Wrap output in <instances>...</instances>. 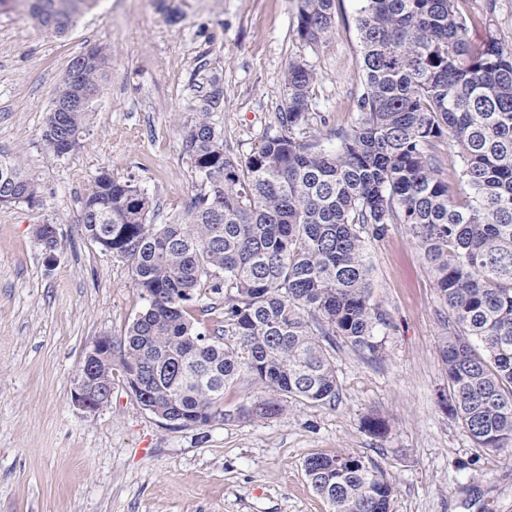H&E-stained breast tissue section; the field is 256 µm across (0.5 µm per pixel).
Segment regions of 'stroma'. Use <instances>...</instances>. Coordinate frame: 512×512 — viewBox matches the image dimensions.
<instances>
[{"label": "stroma", "instance_id": "35a3bbf8", "mask_svg": "<svg viewBox=\"0 0 512 512\" xmlns=\"http://www.w3.org/2000/svg\"><path fill=\"white\" fill-rule=\"evenodd\" d=\"M297 0H100L67 36L0 13V151L37 177L40 202L0 209V512H329L304 470L313 454L350 453L394 488L391 512H512V448L475 447L440 402L448 391L438 341L448 311L403 227L366 242L372 301L391 327L376 357L336 350L335 405L289 399L267 419L174 427L154 417L112 370L110 402L72 403L85 353L123 336L146 302L128 264L77 236L79 199L99 169L134 179L150 220L166 224L198 176L182 130L212 86V120L227 151L257 147L284 99L283 72H316L309 110L323 136L350 129L363 90L355 19L337 0L336 28L316 49L296 34ZM108 47L112 62L80 149L47 151L44 120L69 64ZM57 227L54 264L33 228ZM389 423L384 438L361 427Z\"/></svg>", "mask_w": 512, "mask_h": 512}]
</instances>
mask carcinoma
<instances>
[{
    "instance_id": "obj_1",
    "label": "carcinoma",
    "mask_w": 512,
    "mask_h": 512,
    "mask_svg": "<svg viewBox=\"0 0 512 512\" xmlns=\"http://www.w3.org/2000/svg\"><path fill=\"white\" fill-rule=\"evenodd\" d=\"M98 0H0L33 25L66 35ZM297 37L325 44L336 0H298ZM487 20L460 0H365L356 28L364 90L358 119L326 147L308 112L316 73L288 61L285 97L261 145L231 156L211 122L215 89L183 131L199 183L169 224L148 221L141 185L100 171L81 197L78 234L128 262L148 304L112 342L127 388L140 405L179 426L226 418L224 391L243 375L270 393L259 417L282 411L279 399L319 405L338 398L335 353L341 342L364 357L383 350L391 322L370 301L365 238L401 224L433 275L448 320L439 354L448 377L441 402L478 448L512 447V49L488 34ZM70 64L54 100L77 90L90 103L47 113L46 148L62 157L82 142L107 75L109 53L91 47ZM460 158L463 198L442 179V139ZM36 177L0 154V208L33 206ZM224 294V328L210 335L206 292ZM375 438L386 420L370 414ZM306 475L329 512H390L393 486L352 454H313Z\"/></svg>"
}]
</instances>
